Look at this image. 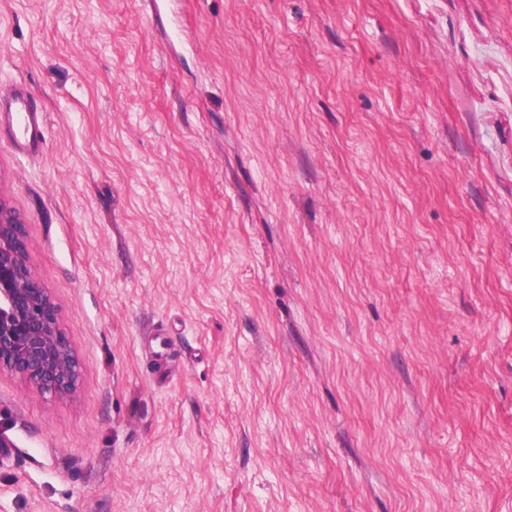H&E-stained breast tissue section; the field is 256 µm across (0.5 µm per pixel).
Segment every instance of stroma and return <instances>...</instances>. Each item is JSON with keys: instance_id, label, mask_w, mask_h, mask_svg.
Masks as SVG:
<instances>
[{"instance_id": "35a3bbf8", "label": "stroma", "mask_w": 512, "mask_h": 512, "mask_svg": "<svg viewBox=\"0 0 512 512\" xmlns=\"http://www.w3.org/2000/svg\"><path fill=\"white\" fill-rule=\"evenodd\" d=\"M18 82L0 512H512V0H0ZM0 112V122H6L12 129L16 127L21 131V135H16L13 140L17 149L31 154L42 150L45 141L43 114L25 90L16 89L8 95ZM51 398L77 392L81 365L58 308L27 262L20 215L0 197V374Z\"/></svg>"}]
</instances>
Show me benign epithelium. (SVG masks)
I'll return each instance as SVG.
<instances>
[{
	"instance_id": "7a95c632",
	"label": "benign epithelium",
	"mask_w": 512,
	"mask_h": 512,
	"mask_svg": "<svg viewBox=\"0 0 512 512\" xmlns=\"http://www.w3.org/2000/svg\"><path fill=\"white\" fill-rule=\"evenodd\" d=\"M51 398L77 392L81 365L58 308L27 262L20 215L0 197V374Z\"/></svg>"
}]
</instances>
